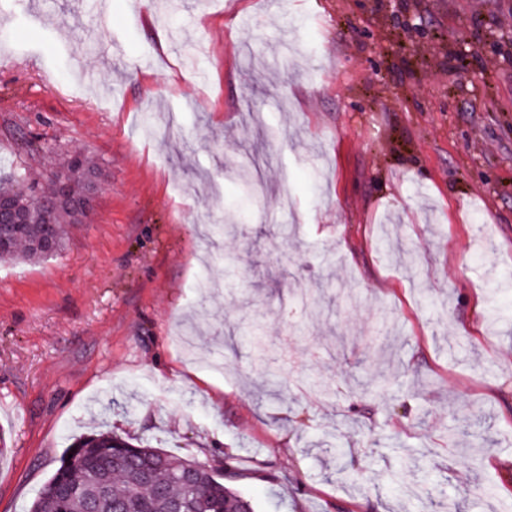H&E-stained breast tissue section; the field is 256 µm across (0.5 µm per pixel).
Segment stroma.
<instances>
[{
    "instance_id": "stroma-1",
    "label": "stroma",
    "mask_w": 512,
    "mask_h": 512,
    "mask_svg": "<svg viewBox=\"0 0 512 512\" xmlns=\"http://www.w3.org/2000/svg\"><path fill=\"white\" fill-rule=\"evenodd\" d=\"M169 2L0 0V171L106 176L0 262V512L103 425L255 512H512V0Z\"/></svg>"
}]
</instances>
